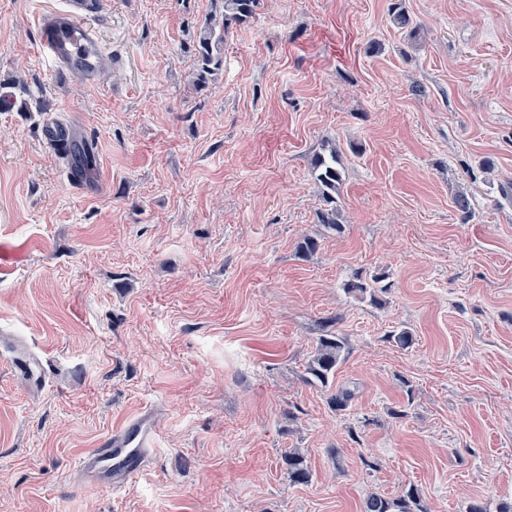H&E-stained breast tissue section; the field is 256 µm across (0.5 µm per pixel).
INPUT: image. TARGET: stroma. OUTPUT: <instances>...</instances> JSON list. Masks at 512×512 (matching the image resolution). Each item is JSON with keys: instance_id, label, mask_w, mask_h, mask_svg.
Listing matches in <instances>:
<instances>
[{"instance_id": "stroma-1", "label": "stroma", "mask_w": 512, "mask_h": 512, "mask_svg": "<svg viewBox=\"0 0 512 512\" xmlns=\"http://www.w3.org/2000/svg\"><path fill=\"white\" fill-rule=\"evenodd\" d=\"M62 4L0 0V241L26 250L0 330L44 379L0 348V512H362L411 486L428 512L511 503L512 0H261L201 90L211 0H105L92 84L39 54ZM47 112L97 144V194L42 145ZM331 148L339 234L310 169ZM379 271L381 303L347 292ZM330 332L345 359L308 384ZM148 408L144 471L90 484L80 457ZM284 461L288 469V478L293 484H306L311 480L312 474L306 457L298 449L288 450L284 455Z\"/></svg>"}]
</instances>
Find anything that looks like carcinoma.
Returning <instances> with one entry per match:
<instances>
[{
    "label": "carcinoma",
    "mask_w": 512,
    "mask_h": 512,
    "mask_svg": "<svg viewBox=\"0 0 512 512\" xmlns=\"http://www.w3.org/2000/svg\"><path fill=\"white\" fill-rule=\"evenodd\" d=\"M214 9L209 20L202 26L195 39V71L196 82L203 86L213 79L224 66V36L234 25L248 22L256 13L260 0H212ZM336 149H331L328 156L317 155L311 161L312 173L321 189L323 207L316 212L319 223L326 225L335 232L341 231L340 213L336 205V194L342 182L341 174L336 167ZM453 202L463 222H468L473 214L469 195L457 191ZM382 277L373 276L371 280L356 279L346 284L348 293L359 298L366 296L379 302L376 291L385 290L380 285ZM347 350L346 340L338 335L325 334L317 338L314 354L307 366V373L321 386L326 387L334 377L344 360ZM354 399V392L339 388L331 395L329 403L341 411L349 407ZM288 469V478L294 484H306L312 474L306 457L296 448L284 455ZM364 512H427L421 494L415 487L409 488L396 498H388L371 494L364 503Z\"/></svg>",
    "instance_id": "obj_1"
}]
</instances>
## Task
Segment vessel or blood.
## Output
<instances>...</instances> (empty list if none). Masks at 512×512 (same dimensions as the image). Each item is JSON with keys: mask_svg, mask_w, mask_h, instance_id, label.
I'll use <instances>...</instances> for the list:
<instances>
[{"mask_svg": "<svg viewBox=\"0 0 512 512\" xmlns=\"http://www.w3.org/2000/svg\"><path fill=\"white\" fill-rule=\"evenodd\" d=\"M103 5L104 0H65L64 9L43 17L37 42L55 70L90 82L111 67L112 60L102 49L94 27ZM72 134L69 124L47 114L41 131L47 149L57 151ZM156 446L153 415L144 410L113 428L80 458L79 465L90 483L121 489L143 471Z\"/></svg>", "mask_w": 512, "mask_h": 512, "instance_id": "b4317fda", "label": "vessel or blood"}]
</instances>
